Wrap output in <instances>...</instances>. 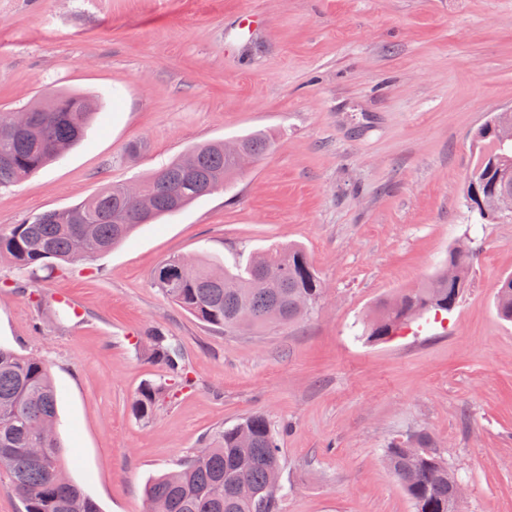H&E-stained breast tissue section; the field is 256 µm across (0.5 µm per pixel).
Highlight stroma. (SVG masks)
<instances>
[{
    "instance_id": "1",
    "label": "stroma",
    "mask_w": 512,
    "mask_h": 512,
    "mask_svg": "<svg viewBox=\"0 0 512 512\" xmlns=\"http://www.w3.org/2000/svg\"><path fill=\"white\" fill-rule=\"evenodd\" d=\"M244 14L263 25L233 39ZM61 92L100 115L0 189V230L204 143L273 141L107 253L35 282L0 260V344L47 362L69 475L100 512H146L149 477L254 414L280 431V512H412L382 453L418 434L462 478L463 512H512V322L495 309L512 220L475 223L464 203L477 129L512 108V0H0V112ZM465 241L480 253L455 310L356 337ZM288 244L323 294L286 326L216 331L152 284L173 256L232 268ZM61 294L79 316L53 314ZM155 327L192 383L142 421L137 391L164 374L142 352Z\"/></svg>"
}]
</instances>
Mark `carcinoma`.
<instances>
[{"label":"carcinoma","instance_id":"carcinoma-1","mask_svg":"<svg viewBox=\"0 0 512 512\" xmlns=\"http://www.w3.org/2000/svg\"><path fill=\"white\" fill-rule=\"evenodd\" d=\"M32 121L11 128L10 112L0 113V188L16 185L80 142L98 115L91 99L60 93L28 107ZM512 125L511 112H498L479 134V151L466 187L469 212L487 222L480 203L512 185V144L497 143L492 128ZM242 151L258 158L271 149L262 133L238 139ZM238 168L224 143L198 145L187 155L156 169L142 182L139 195L124 185L108 184L80 203L43 212L0 232V259L34 275L59 263L78 262L106 253L142 224L173 214L188 203L213 193L215 179L228 185ZM475 249L448 253V265L420 288L406 290L378 304L377 313L362 322V340L384 341L399 326L428 312H450L462 301ZM215 263L172 257L153 274V284L174 304L210 327L225 332L243 326L283 325L310 314L295 312L298 301L315 302L322 293L319 276L299 245L272 247L246 266L224 269L213 279ZM495 307L500 319L512 321V275L500 280ZM149 356L165 378L144 382L133 405L136 417L150 419L175 388L191 385L183 354L161 330L148 333ZM59 424L57 387L43 359L0 345V473L23 500L25 512H99L97 504L75 482L60 484L56 470L67 469L59 439L38 437L44 425ZM251 441L242 446L239 432ZM29 448L44 449L33 458ZM176 469L147 484L149 512H279L276 493L267 491L268 475L281 466L278 433L264 414L217 432ZM387 468L412 503L414 512H453L448 464L426 437L384 449ZM256 496L235 495L239 482Z\"/></svg>","mask_w":512,"mask_h":512}]
</instances>
